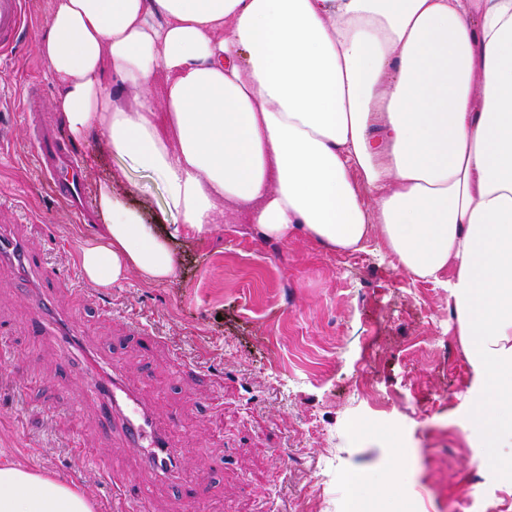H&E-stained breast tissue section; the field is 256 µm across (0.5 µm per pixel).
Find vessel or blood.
Segmentation results:
<instances>
[{"label": "vessel or blood", "instance_id": "vessel-or-blood-1", "mask_svg": "<svg viewBox=\"0 0 512 512\" xmlns=\"http://www.w3.org/2000/svg\"><path fill=\"white\" fill-rule=\"evenodd\" d=\"M31 21L24 0H0V54L12 51ZM37 143V161L42 177L57 199L74 213L77 223L88 224L92 213L84 203L85 184L75 152L58 141L51 128L33 129ZM0 264L17 266L16 280L22 298L32 303L38 316L39 335L55 338L64 353H71L84 338L71 314L49 308L46 296L38 289V280L47 263L42 250L30 247L5 227L0 226ZM100 406L103 429L124 446L137 449L140 475L129 478L105 470L112 487V512H148V486L154 480L175 483L179 497L190 506L202 504L204 492L198 482L179 479L180 462L170 439L169 426L124 381L117 364L93 358L85 377Z\"/></svg>", "mask_w": 512, "mask_h": 512}]
</instances>
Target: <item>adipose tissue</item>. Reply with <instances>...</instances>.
Here are the masks:
<instances>
[{
  "label": "adipose tissue",
  "instance_id": "adipose-tissue-1",
  "mask_svg": "<svg viewBox=\"0 0 512 512\" xmlns=\"http://www.w3.org/2000/svg\"><path fill=\"white\" fill-rule=\"evenodd\" d=\"M40 53L72 140L157 174L171 233L101 183L87 278L175 274L229 210L264 236L450 274L473 417L512 430V0H54ZM167 80L155 88L157 70ZM0 512H94L0 463Z\"/></svg>",
  "mask_w": 512,
  "mask_h": 512
}]
</instances>
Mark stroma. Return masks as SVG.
Returning <instances> with one entry per match:
<instances>
[{
	"label": "stroma",
	"mask_w": 512,
	"mask_h": 512,
	"mask_svg": "<svg viewBox=\"0 0 512 512\" xmlns=\"http://www.w3.org/2000/svg\"><path fill=\"white\" fill-rule=\"evenodd\" d=\"M35 23L0 64V226L44 250L56 276L79 269L80 250L100 224L76 223L43 181L19 104L28 84L39 116L57 118L59 88L39 50L53 0H25ZM97 156L90 191L136 183L132 207L164 230L161 180L112 153L102 137L74 144ZM176 274L145 283L132 277L81 293L57 287L53 308L74 312L85 338L73 367L59 360L53 337L31 340L33 312L0 266V461L83 488L107 512L102 466L135 472L136 450L103 435L80 372L105 353L159 418L174 430L186 477L204 482L207 512H336L351 478L375 494L402 489L415 512H512V478L485 479L473 427L475 374L448 305V290L395 266L378 237L359 251L330 250L303 237L277 241L251 224H219L173 245ZM156 336L144 352L139 330ZM365 378L378 406L360 400ZM374 421L353 437L349 419ZM405 427L407 467L380 427Z\"/></svg>",
	"instance_id": "obj_1"
}]
</instances>
